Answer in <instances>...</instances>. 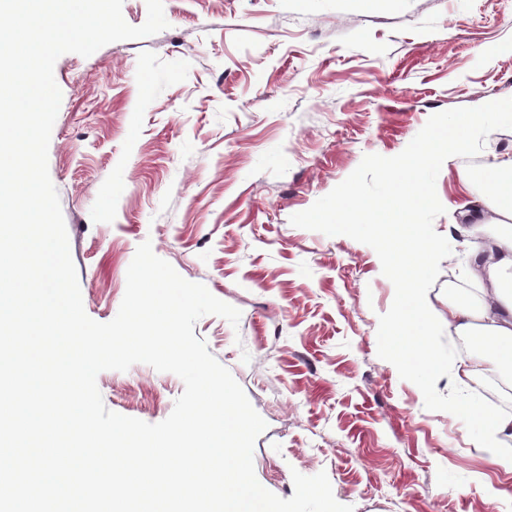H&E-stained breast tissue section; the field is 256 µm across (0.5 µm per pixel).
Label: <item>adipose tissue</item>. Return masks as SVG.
Returning a JSON list of instances; mask_svg holds the SVG:
<instances>
[{
  "label": "adipose tissue",
  "mask_w": 512,
  "mask_h": 512,
  "mask_svg": "<svg viewBox=\"0 0 512 512\" xmlns=\"http://www.w3.org/2000/svg\"><path fill=\"white\" fill-rule=\"evenodd\" d=\"M490 193L485 207L491 217L464 232L484 236L485 260L475 261L473 277L482 284L473 299H449L448 331L460 339L481 337L485 347L461 361L453 379L462 383L485 372L486 359H494L499 371L512 373V156L498 159L487 179Z\"/></svg>",
  "instance_id": "obj_1"
}]
</instances>
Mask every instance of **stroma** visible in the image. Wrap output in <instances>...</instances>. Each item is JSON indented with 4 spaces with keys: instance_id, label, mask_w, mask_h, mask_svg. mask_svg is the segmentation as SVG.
<instances>
[{
    "instance_id": "obj_1",
    "label": "stroma",
    "mask_w": 512,
    "mask_h": 512,
    "mask_svg": "<svg viewBox=\"0 0 512 512\" xmlns=\"http://www.w3.org/2000/svg\"><path fill=\"white\" fill-rule=\"evenodd\" d=\"M167 29L59 57L49 150L86 313L117 314L139 244L238 308L194 334L267 428L259 483L326 472L354 512H512V474L463 422L430 411L377 355L394 299L376 252L290 222L368 154H399L437 112L512 97V0H164ZM467 165L436 181L451 244L428 298L448 319L474 238L457 229ZM105 406L150 424L184 384L137 363L97 377Z\"/></svg>"
}]
</instances>
